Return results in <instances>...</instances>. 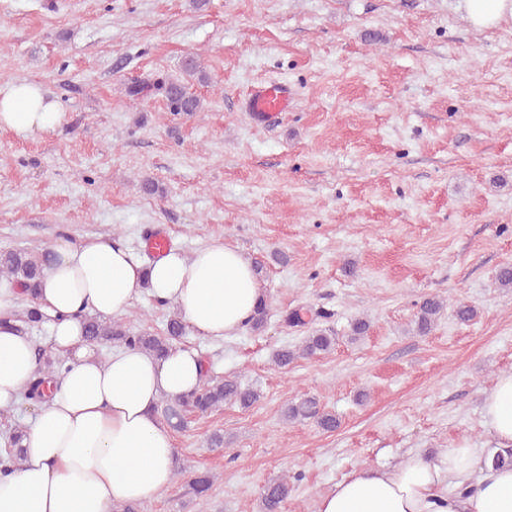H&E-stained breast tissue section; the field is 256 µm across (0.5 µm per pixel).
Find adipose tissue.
<instances>
[{
  "instance_id": "adipose-tissue-1",
  "label": "adipose tissue",
  "mask_w": 512,
  "mask_h": 512,
  "mask_svg": "<svg viewBox=\"0 0 512 512\" xmlns=\"http://www.w3.org/2000/svg\"><path fill=\"white\" fill-rule=\"evenodd\" d=\"M477 29L512 27V0H459ZM58 102L38 83L0 85V129L49 133L63 122ZM37 290L48 314L50 347L62 365L24 441V459L0 475V512H112L117 503L159 497L174 476L177 448L160 414L205 381L198 351L179 347L158 359L133 348L100 355L85 341L87 314L118 319L149 293L172 304L200 336L235 335L262 298L253 266L236 247L213 241L192 253L168 249L145 259L112 237L61 239ZM39 369L29 336L0 326V409L18 401ZM483 425L512 448V370L482 403ZM317 512H512V467L496 468L468 442L436 459L407 454L392 469L360 468L317 501Z\"/></svg>"
}]
</instances>
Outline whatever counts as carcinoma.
Segmentation results:
<instances>
[{
  "mask_svg": "<svg viewBox=\"0 0 512 512\" xmlns=\"http://www.w3.org/2000/svg\"><path fill=\"white\" fill-rule=\"evenodd\" d=\"M204 82L208 79L203 70L199 56L188 55L182 62V75L170 77L156 83H138L128 88L131 95L159 92L166 101L167 110L174 113H194L202 110V101L190 91L189 81ZM51 260L47 250L29 252L24 249L0 251V277L6 281H17L32 298L36 297L39 278L43 267ZM444 307V302L436 297L423 299L415 314V328L419 334L431 331ZM84 336L89 342L109 344L112 346L134 347L157 358L166 357L176 347V343L186 334V324L175 314L168 319L165 333H143L134 335L124 323L113 320L103 321L96 316L87 315L83 323ZM336 344V337L323 330H316L305 337L298 349L284 348L275 355V362L286 367L294 360L312 358L330 351ZM57 369L56 360L46 356L43 366L38 369V376L26 388L25 398L38 402L43 400V390L47 379ZM260 398L258 390L244 386L236 379H207L200 389L174 401H168L161 407V414L169 421L176 420V425L184 424L188 413H206L218 410L226 403L249 408ZM285 417L290 421H315L324 429H334L338 425L336 417L320 410L313 397L302 398L288 404ZM24 431L20 428L9 430L4 434L5 452L0 456V473L7 474L20 464ZM290 487L283 478L267 484L261 494V512H281L282 504L288 499Z\"/></svg>",
  "mask_w": 512,
  "mask_h": 512,
  "instance_id": "1",
  "label": "carcinoma"
}]
</instances>
